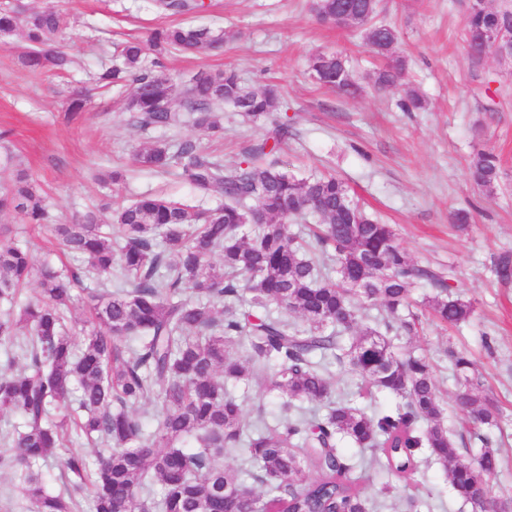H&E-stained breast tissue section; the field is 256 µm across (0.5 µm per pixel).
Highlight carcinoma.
Returning <instances> with one entry per match:
<instances>
[{"label":"carcinoma","mask_w":512,"mask_h":512,"mask_svg":"<svg viewBox=\"0 0 512 512\" xmlns=\"http://www.w3.org/2000/svg\"><path fill=\"white\" fill-rule=\"evenodd\" d=\"M348 2L354 18L342 26L364 28L372 51L387 60L374 83L395 85L406 67L396 54V30L373 22L378 0ZM202 7L199 0H171L155 9L180 16ZM508 23L506 8L471 13L464 19L466 42ZM67 28V16L54 6L28 13L0 8V33H22L27 47L18 60L32 73L69 70L72 60L58 48ZM223 45L224 36L208 28L159 27L144 40L127 41L121 63L102 70L98 80L132 82L125 109L142 128H167L177 113L188 112L197 126L217 133L224 103L250 119L277 111L273 89L248 90L232 70L200 72L179 91L172 79L142 67L148 53L157 65L172 49L203 54ZM309 68L320 85L339 94L358 91L336 54L313 55ZM288 134V125L275 124L245 164L231 169L192 138L138 149L142 166L176 167L198 194L217 192L224 203L197 209L146 193L114 209L107 230L93 212L51 225L78 267L39 265L9 229L0 232V351L11 370L0 374V410L22 418L14 432L0 436L11 448L0 455V469L17 476L27 512H80L76 496L83 493L91 497V512H369L351 478L354 464L340 448L345 438L405 489L415 484L423 448L471 512L497 500V451L486 447L474 458H459L432 366L421 356L397 355L388 336L421 281L432 288L422 305L441 322L470 320L473 303L453 293L442 273L414 263L393 226L367 213L342 180L283 171L275 154ZM12 167L7 153L0 160V174H9L0 185V212L48 226L36 180L10 173ZM469 174L480 191L493 194L500 184L498 156L474 149ZM308 216L319 221L311 244L289 230ZM86 278L100 280L103 290H86ZM33 280L39 294L21 301ZM77 288L87 291L93 318L79 344L66 324ZM361 301L385 307V332L359 328ZM269 305L304 324L252 313ZM447 356L471 429L497 426L498 410L473 363L452 348ZM336 364L349 365L367 392L393 396L395 410L371 415L349 400H332L330 367ZM253 381L278 401L282 419L273 426L261 417L247 420L243 401L226 387ZM71 394L74 413L58 415V404ZM147 401L158 411L153 430L134 410ZM313 403L325 410L306 409ZM72 429L99 441L104 452L93 470L83 455L67 457L72 478L65 498L46 491L43 466ZM230 452L251 463L250 478L268 486L264 494L219 463ZM152 477L163 488L158 499L145 493Z\"/></svg>","instance_id":"obj_1"}]
</instances>
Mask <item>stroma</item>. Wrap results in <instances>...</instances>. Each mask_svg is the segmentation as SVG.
<instances>
[{
  "mask_svg": "<svg viewBox=\"0 0 512 512\" xmlns=\"http://www.w3.org/2000/svg\"><path fill=\"white\" fill-rule=\"evenodd\" d=\"M316 0H205V10L188 23L223 32L219 53L173 52L162 58L160 73L185 87L200 70L236 69L246 88L276 87L280 105L272 117L255 121L232 105L224 107V130L213 136L189 116L179 125L141 130L132 125L123 101L130 84L94 89L80 118L67 119L74 89L92 87L95 74L119 59L130 37H146L173 19L156 12L152 0H0L27 12L52 4L70 20L63 51L75 64L68 73L34 74L17 56L24 41L14 34L0 39V131L21 168L33 174L55 223L67 224L85 212L108 219L111 207L143 193L190 205L215 207L219 193L201 197L176 171L158 172L136 165L133 153L164 138L191 137L226 167L239 165L246 151L267 137L275 123L291 135L277 156L296 176L331 173L381 222L394 225L400 245L417 264L449 273L455 292L473 302V318L458 326L424 320L417 335L397 331L394 349L427 355L435 366L444 400L445 420L460 433L462 412L455 404L456 381L444 351L455 346L473 360L501 409L499 427L483 437L465 436L464 446L478 453L483 441L497 449L499 498H512V279L495 269L512 261V61L487 55L475 58L464 40L465 0H381L380 22L394 26L408 59L399 85L377 91L375 71L382 58L354 28L322 25ZM315 52H338L361 87L346 97L318 86L307 69ZM415 88L426 98L424 110L408 112L402 101ZM493 148L500 158L501 182L495 194L476 189L467 172L475 146ZM122 169L125 182L101 186L100 171ZM469 210L465 229L451 216ZM0 225L14 241L29 247L37 262H57L46 234L0 213ZM433 512H469L448 487L438 464L416 476Z\"/></svg>",
  "mask_w": 512,
  "mask_h": 512,
  "instance_id": "stroma-1",
  "label": "stroma"
}]
</instances>
